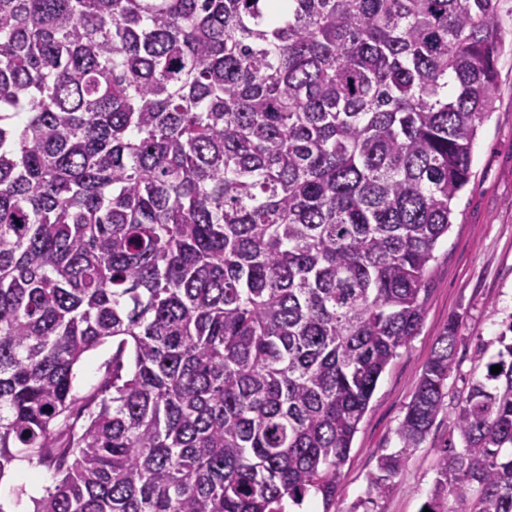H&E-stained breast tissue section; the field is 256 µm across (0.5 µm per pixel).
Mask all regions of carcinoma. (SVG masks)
I'll return each mask as SVG.
<instances>
[{"mask_svg": "<svg viewBox=\"0 0 512 512\" xmlns=\"http://www.w3.org/2000/svg\"><path fill=\"white\" fill-rule=\"evenodd\" d=\"M504 2L0 0V479L53 468L33 512H329L473 177ZM452 427L425 507L512 512V344ZM112 358V340L86 353L75 368L74 392L78 398L75 409L84 405L83 397L97 386L105 363Z\"/></svg>", "mask_w": 512, "mask_h": 512, "instance_id": "1", "label": "carcinoma"}]
</instances>
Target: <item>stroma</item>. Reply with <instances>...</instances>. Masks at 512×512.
I'll list each match as a JSON object with an SVG mask.
<instances>
[{
	"instance_id": "35a3bbf8",
	"label": "stroma",
	"mask_w": 512,
	"mask_h": 512,
	"mask_svg": "<svg viewBox=\"0 0 512 512\" xmlns=\"http://www.w3.org/2000/svg\"><path fill=\"white\" fill-rule=\"evenodd\" d=\"M505 51L498 63L495 109L479 128L469 185L453 202V224L436 248L437 261L426 282L428 297L421 324L379 378L344 465L331 507L309 498L305 512H420L437 473L436 461L450 436L453 412L486 363L503 344L512 343V16L502 18ZM459 322L454 363L448 376L445 408L419 447L410 449L390 493H368L380 455L399 447L398 427L418 386L422 367L450 319ZM111 342L86 353L75 368L74 392L88 395L97 386ZM24 481L19 469L0 478V512H33V498L54 485L53 469L41 466ZM24 497H17L18 487Z\"/></svg>"
}]
</instances>
